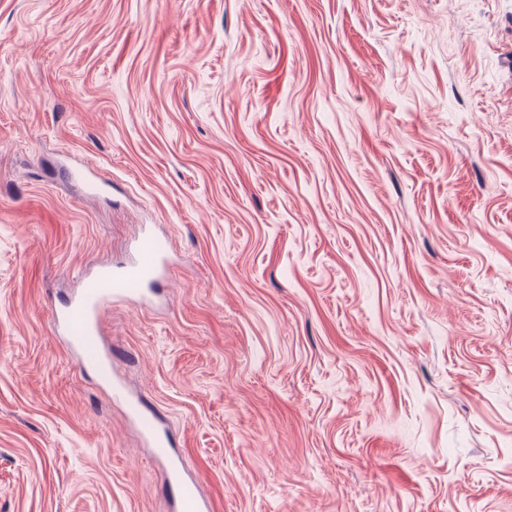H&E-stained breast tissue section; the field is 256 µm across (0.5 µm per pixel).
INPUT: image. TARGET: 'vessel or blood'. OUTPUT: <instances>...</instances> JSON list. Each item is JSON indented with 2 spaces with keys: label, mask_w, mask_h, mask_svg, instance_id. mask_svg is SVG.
<instances>
[{
  "label": "vessel or blood",
  "mask_w": 512,
  "mask_h": 512,
  "mask_svg": "<svg viewBox=\"0 0 512 512\" xmlns=\"http://www.w3.org/2000/svg\"><path fill=\"white\" fill-rule=\"evenodd\" d=\"M164 255L151 235H143L135 245V255L120 266L103 267L85 275L80 287L64 302L52 308V331L62 340L79 365L93 368L100 383L113 400L124 403L130 417L150 436L154 456L169 464V483L176 485L174 512H211L195 480L186 477L166 440L157 432L152 418L139 400L130 395L120 380L112 374V357L101 342L103 312L116 297L129 295L131 285L140 288L139 298L151 300L159 295L158 285L163 270Z\"/></svg>",
  "instance_id": "obj_1"
}]
</instances>
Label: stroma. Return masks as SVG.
I'll return each mask as SVG.
<instances>
[{"mask_svg": "<svg viewBox=\"0 0 512 512\" xmlns=\"http://www.w3.org/2000/svg\"><path fill=\"white\" fill-rule=\"evenodd\" d=\"M106 182L89 196L61 156ZM512 512V0H0V512ZM163 262L164 255L153 237L144 234L137 241L131 260L85 275L80 288L64 302L52 306V331L76 357L77 364L97 371L100 383L113 400L124 403L129 416L149 434L154 456L169 463L167 480L177 487L173 510L210 512V503L201 496L197 482L182 473L172 449L155 429L152 418L139 400L130 395L121 381L112 375V356L105 351L100 339L103 312L112 298L139 291V298L144 302L162 293L163 289L157 286L161 280ZM132 284L152 288H129ZM75 323L78 325L76 330L73 328Z\"/></svg>", "mask_w": 512, "mask_h": 512, "instance_id": "obj_1", "label": "stroma"}]
</instances>
